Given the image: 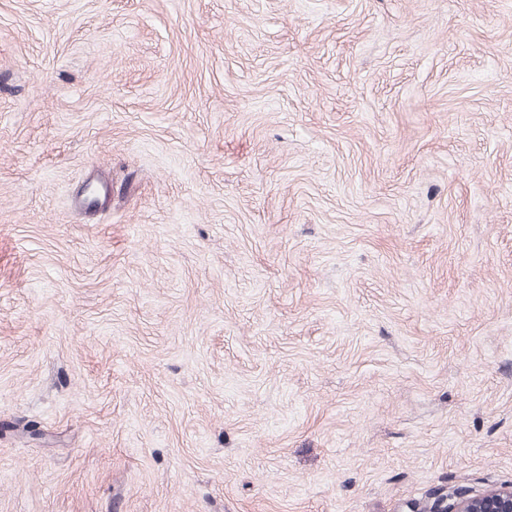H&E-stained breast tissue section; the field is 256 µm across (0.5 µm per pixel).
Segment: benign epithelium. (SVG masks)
<instances>
[{
  "instance_id": "obj_1",
  "label": "benign epithelium",
  "mask_w": 512,
  "mask_h": 512,
  "mask_svg": "<svg viewBox=\"0 0 512 512\" xmlns=\"http://www.w3.org/2000/svg\"><path fill=\"white\" fill-rule=\"evenodd\" d=\"M408 512H512V486H490L479 493L437 491L408 504Z\"/></svg>"
}]
</instances>
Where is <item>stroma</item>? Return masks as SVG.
<instances>
[{"label":"stroma","instance_id":"35a3bbf8","mask_svg":"<svg viewBox=\"0 0 512 512\" xmlns=\"http://www.w3.org/2000/svg\"><path fill=\"white\" fill-rule=\"evenodd\" d=\"M491 485L512 0H0V512Z\"/></svg>","mask_w":512,"mask_h":512}]
</instances>
